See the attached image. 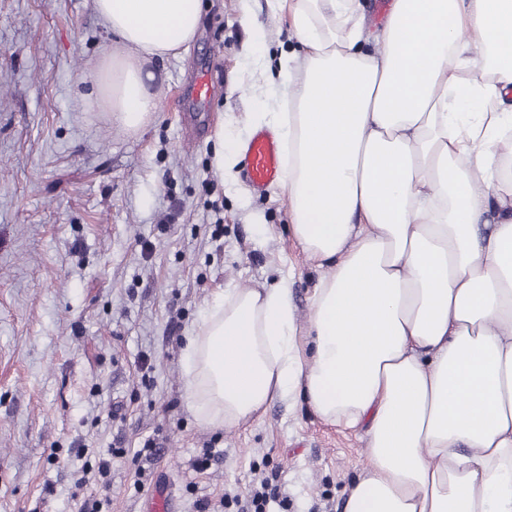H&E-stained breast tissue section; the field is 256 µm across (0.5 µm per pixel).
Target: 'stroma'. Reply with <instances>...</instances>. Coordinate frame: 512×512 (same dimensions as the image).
I'll list each match as a JSON object with an SVG mask.
<instances>
[{"label":"stroma","mask_w":512,"mask_h":512,"mask_svg":"<svg viewBox=\"0 0 512 512\" xmlns=\"http://www.w3.org/2000/svg\"><path fill=\"white\" fill-rule=\"evenodd\" d=\"M202 2L188 51L152 65L157 113L129 133L76 92L114 43L91 0H0V512H80L81 448L120 451L109 487L85 488L109 512H141L161 481L177 512H235L224 496L265 477L288 512H341L367 464L361 433L301 399L220 429L186 406L182 352L218 289L287 278L303 321L318 277L279 185L231 184L213 163L263 108L258 57L297 51L288 19L251 0L255 44L240 0ZM205 68L216 85L197 112L180 92ZM149 438L154 461L136 455Z\"/></svg>","instance_id":"1"}]
</instances>
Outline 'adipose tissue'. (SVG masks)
<instances>
[{
  "label": "adipose tissue",
  "instance_id": "ef3b65f1",
  "mask_svg": "<svg viewBox=\"0 0 512 512\" xmlns=\"http://www.w3.org/2000/svg\"><path fill=\"white\" fill-rule=\"evenodd\" d=\"M268 5L304 53L256 66V124L322 274L302 327L287 280L216 293L184 351L187 407L240 427L301 395L363 431L344 512H512V0H393L377 29L359 0ZM92 7L116 47L80 75L85 107L138 131L151 64L193 41L202 0Z\"/></svg>",
  "mask_w": 512,
  "mask_h": 512
}]
</instances>
